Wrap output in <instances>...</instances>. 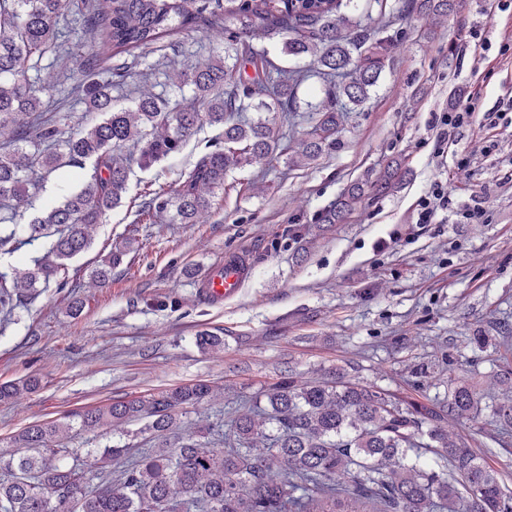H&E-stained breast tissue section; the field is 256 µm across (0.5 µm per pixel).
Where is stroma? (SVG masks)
I'll return each instance as SVG.
<instances>
[{
  "mask_svg": "<svg viewBox=\"0 0 512 512\" xmlns=\"http://www.w3.org/2000/svg\"><path fill=\"white\" fill-rule=\"evenodd\" d=\"M369 41L393 36L392 53L370 98L348 113L334 145L305 166L256 163L228 173L223 193L196 224L144 214L145 194L177 187L218 129L206 127L176 153L147 170H133L119 207L90 227L91 246L70 268L74 291H41L0 328V383L38 377L39 388L0 402V454L23 428L117 400L198 381L214 393L181 409L178 430L206 432L225 413L247 412L281 377L301 383L341 372L405 402H443L458 380L477 382L502 398L512 381V123L463 129L436 154L435 112L468 91L484 108L512 93V64L489 51L474 61L469 30L498 42L512 31V11L493 0H456L447 19L431 24L406 0L360 14ZM276 63L305 71L301 100L325 96L310 65L283 55L279 37L256 38ZM216 31L200 27L179 53L159 41L129 59L130 76L115 87L127 107L142 92L167 90L175 71L223 53ZM81 78L77 57H62L39 74L51 95L43 119L70 132L84 107L69 89ZM470 156L469 174L457 159ZM401 181L381 195L374 184L390 161ZM447 181L459 201L480 199L485 224H417L418 198L434 179ZM362 184L364 201L343 223L318 218L343 190ZM131 250L109 282L92 272L124 240ZM248 259L251 274L234 300L211 304L197 278L229 256ZM82 312L71 317L69 306ZM223 332L224 349L210 352L200 331ZM481 337L474 345L473 337ZM146 420L73 431L63 447L87 450L143 447ZM486 450L488 464L512 491V434L488 409L449 422Z\"/></svg>",
  "mask_w": 512,
  "mask_h": 512,
  "instance_id": "stroma-1",
  "label": "stroma"
}]
</instances>
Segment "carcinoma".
<instances>
[{
	"mask_svg": "<svg viewBox=\"0 0 512 512\" xmlns=\"http://www.w3.org/2000/svg\"><path fill=\"white\" fill-rule=\"evenodd\" d=\"M351 0H83L80 35L61 26L64 0H0V198L30 210L27 239H50L48 258L34 261L21 278L0 273V316L11 315L27 298L69 284L67 266L91 242L86 228L118 207L133 167L147 169L177 152L205 126L222 134L171 192L144 202L147 210L171 214L178 224H195L224 188L228 172L254 163L271 164L284 153L276 124L261 116L281 113L280 124L301 109L302 78L277 65L252 40L282 36L283 53L308 57L329 83L325 99L307 106L314 124L289 161L315 160L336 142L345 115L369 99L390 54L386 37L368 42L342 12ZM453 0H419L433 21L448 16ZM229 19L224 56L178 74L174 86L192 92L174 102L143 93L127 108L113 103L127 66H102L96 40L118 53L146 49L164 36L178 50L181 37L201 22L215 28ZM80 51L83 80L72 92L96 121L64 138L43 124L42 62ZM248 112H258L255 119ZM91 174L62 201L35 207L29 196L33 175L61 167ZM364 195L347 190L320 217L339 224ZM125 255L115 250L93 271L104 282ZM30 376L0 384V401L37 388ZM204 381L163 389L71 415L79 430L106 423L117 427L147 419L151 448H91L97 469L74 467L77 456L57 447L71 422L48 421L23 428L13 438L21 449L0 454V512H512L503 475L470 442L451 439L444 423L478 411L482 395L468 380L457 383L438 405L398 399L338 376L331 382L297 383L284 377L265 394L268 407L254 406L231 419L224 451L204 446L198 434L162 442L175 430L180 409L207 399ZM501 429H512V395L493 407ZM437 448L435 458L423 450ZM346 482L339 483L337 478Z\"/></svg>",
	"mask_w": 512,
	"mask_h": 512,
	"instance_id": "1",
	"label": "carcinoma"
}]
</instances>
